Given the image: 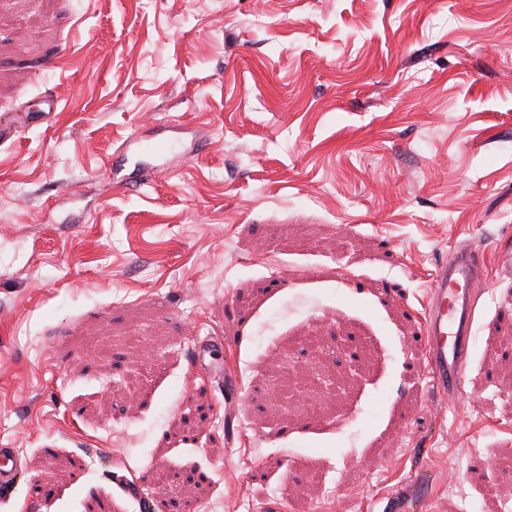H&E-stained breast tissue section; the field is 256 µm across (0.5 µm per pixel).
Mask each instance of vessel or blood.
<instances>
[{"instance_id": "vessel-or-blood-1", "label": "vessel or blood", "mask_w": 512, "mask_h": 512, "mask_svg": "<svg viewBox=\"0 0 512 512\" xmlns=\"http://www.w3.org/2000/svg\"><path fill=\"white\" fill-rule=\"evenodd\" d=\"M56 108V101L49 97L42 99L35 110L25 104L12 108L10 114L0 117V144L48 122ZM485 280L477 251L470 247L454 249L448 261L437 267L421 315L426 375L439 395L452 402L458 401L464 390L476 311ZM20 471L15 449L0 448V491L13 488Z\"/></svg>"}]
</instances>
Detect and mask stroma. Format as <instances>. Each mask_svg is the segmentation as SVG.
Masks as SVG:
<instances>
[{"instance_id":"obj_1","label":"stroma","mask_w":512,"mask_h":512,"mask_svg":"<svg viewBox=\"0 0 512 512\" xmlns=\"http://www.w3.org/2000/svg\"><path fill=\"white\" fill-rule=\"evenodd\" d=\"M42 94L0 146V512H164L174 469L187 512L512 499L470 470L512 452V0H0V111ZM135 133L186 151L123 192L100 170ZM460 243L488 280L451 405L418 313ZM57 102L50 97L40 100L38 109H31L26 103L11 108L5 112H11L2 116L0 123V144L11 141L20 132L33 126H39L48 122L51 112H56ZM20 461L14 448H0V491H8L18 481Z\"/></svg>"}]
</instances>
